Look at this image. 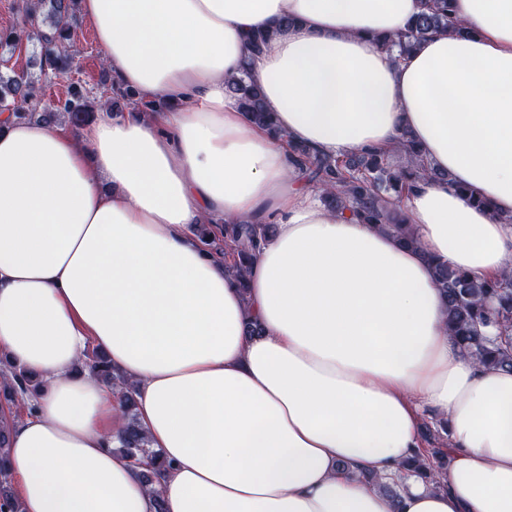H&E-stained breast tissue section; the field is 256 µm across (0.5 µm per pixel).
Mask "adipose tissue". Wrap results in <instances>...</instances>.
<instances>
[{
  "mask_svg": "<svg viewBox=\"0 0 512 512\" xmlns=\"http://www.w3.org/2000/svg\"><path fill=\"white\" fill-rule=\"evenodd\" d=\"M424 4L82 0L137 107L75 131L0 115V355L42 382L10 433L22 512H512V372L460 350L428 264L512 275V0H452L467 35L377 45ZM245 70L281 138L228 96ZM406 132L451 176L400 202L416 249L324 206L292 151ZM241 223L274 227L243 286L198 238ZM91 348L133 384L159 483L112 452ZM427 415L452 448L439 487L402 469Z\"/></svg>",
  "mask_w": 512,
  "mask_h": 512,
  "instance_id": "adipose-tissue-1",
  "label": "adipose tissue"
}]
</instances>
